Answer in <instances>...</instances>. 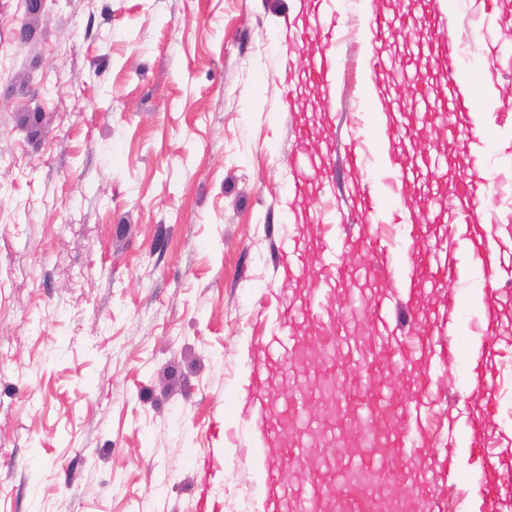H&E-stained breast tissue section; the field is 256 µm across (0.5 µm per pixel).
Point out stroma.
Returning a JSON list of instances; mask_svg holds the SVG:
<instances>
[{
    "label": "stroma",
    "instance_id": "1",
    "mask_svg": "<svg viewBox=\"0 0 512 512\" xmlns=\"http://www.w3.org/2000/svg\"><path fill=\"white\" fill-rule=\"evenodd\" d=\"M360 0H334L338 19L300 34V0H0V512H240L258 485L246 428L254 401L284 388L307 398L306 436L285 429L321 464V482L367 461L377 512H477L467 457L451 445L455 404L500 409L485 424L502 462L498 483L512 512V348L484 364V389L456 366L432 380L439 398L422 421L433 463L402 460L407 434L393 417L376 446L348 445L369 426L362 409L323 394L328 369L358 379L344 353L276 360L265 346L277 300L301 301L287 243L321 268L327 203L367 222L363 189L376 180L347 152L362 118L369 62ZM399 19L378 44L390 60L386 113L416 128L431 161L427 191L386 209L381 244L419 224L430 246L455 249L478 223L459 186L470 161L464 128L434 118L448 106L445 63L414 18L421 0H383ZM467 56L512 101V21L500 35L476 24L478 6L456 0ZM336 44L330 90L306 84L310 61ZM43 115L34 132L21 122ZM306 127L315 190L291 194L294 130ZM359 273L332 293L319 324L341 323L356 351H379L368 308L347 298L391 282ZM472 283L445 276L419 295L421 324L405 335L424 350L407 368L375 361L366 380L392 399L417 391L448 318V297Z\"/></svg>",
    "mask_w": 512,
    "mask_h": 512
}]
</instances>
